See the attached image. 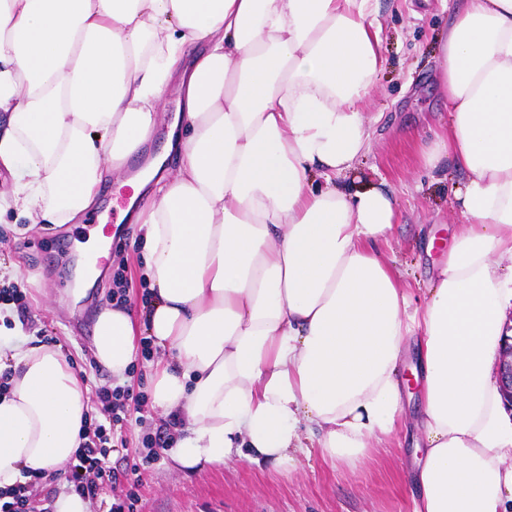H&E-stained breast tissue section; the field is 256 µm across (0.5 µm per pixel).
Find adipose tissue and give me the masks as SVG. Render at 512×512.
Returning <instances> with one entry per match:
<instances>
[{"instance_id": "adipose-tissue-1", "label": "adipose tissue", "mask_w": 512, "mask_h": 512, "mask_svg": "<svg viewBox=\"0 0 512 512\" xmlns=\"http://www.w3.org/2000/svg\"><path fill=\"white\" fill-rule=\"evenodd\" d=\"M376 0H0L6 208L79 223L111 175L168 124L129 183L148 301L104 303L93 355L124 384L150 340L152 405L185 470L237 456L281 473L304 441L358 468L403 409L416 340L424 447L412 512H512V416L498 349L512 322V0H458L439 82L449 125L423 154L466 181L463 223L423 308L379 244L393 192L347 186L368 149L383 60ZM177 92L173 118L159 105ZM179 166L169 171V156ZM0 488L65 480L87 388L60 345L0 332Z\"/></svg>"}]
</instances>
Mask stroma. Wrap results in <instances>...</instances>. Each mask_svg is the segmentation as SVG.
I'll return each mask as SVG.
<instances>
[{
    "label": "stroma",
    "mask_w": 512,
    "mask_h": 512,
    "mask_svg": "<svg viewBox=\"0 0 512 512\" xmlns=\"http://www.w3.org/2000/svg\"><path fill=\"white\" fill-rule=\"evenodd\" d=\"M377 20L384 68L366 99L374 134L356 169L363 181L386 184L395 193L399 220L383 252L419 307L461 222L454 189L463 184L464 174L452 169L447 180H440L421 157L434 130L448 120L436 69L438 39L447 33L452 13L442 10L440 0H378ZM130 193L122 178L112 177L101 186L97 210L87 223L60 228L30 223L11 210L0 212V263L17 267L16 273L0 275V289H21L24 304L16 313L33 344H61L88 386L91 416L103 424L111 414L97 394L111 388L112 374L93 356L97 310L119 294L136 305L147 300L140 232L121 215ZM102 224L112 234L104 284L73 302L78 246ZM157 358L155 349L142 350L131 366L126 387L144 401L114 432L118 446L109 456L114 468L140 462L165 424L149 401ZM416 363L415 351H408L399 368L401 420L364 466L333 470L314 454L283 475L272 464L259 468L234 456L222 467L191 473L165 454L139 471L137 512H410L414 449L424 438L420 384L412 372Z\"/></svg>",
    "instance_id": "1"
}]
</instances>
